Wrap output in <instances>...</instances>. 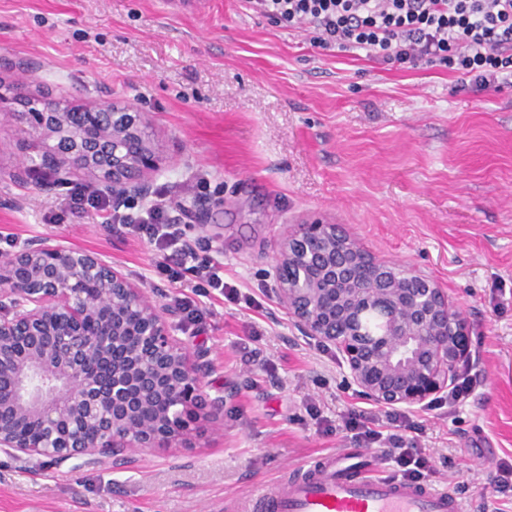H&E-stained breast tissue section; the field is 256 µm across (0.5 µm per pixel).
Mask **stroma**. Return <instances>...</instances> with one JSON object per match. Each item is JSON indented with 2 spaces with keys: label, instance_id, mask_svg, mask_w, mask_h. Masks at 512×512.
Segmentation results:
<instances>
[{
  "label": "stroma",
  "instance_id": "35a3bbf8",
  "mask_svg": "<svg viewBox=\"0 0 512 512\" xmlns=\"http://www.w3.org/2000/svg\"><path fill=\"white\" fill-rule=\"evenodd\" d=\"M0 84V253L53 237L111 263L167 306L207 369L205 393L224 401L222 426L201 425L193 447L124 465L25 463L0 448V512H240L253 488L317 456L364 451L343 417L379 405L271 291L278 241L314 221L447 289L468 324L472 388L410 410L406 438L467 512H512L493 484L512 460L511 85L477 94L458 72L325 51L245 0H0ZM30 97L143 113L163 159L153 186L183 199L187 235L209 240L251 302L198 295L187 323L154 245L71 214L68 188L45 193L36 136L13 118Z\"/></svg>",
  "mask_w": 512,
  "mask_h": 512
}]
</instances>
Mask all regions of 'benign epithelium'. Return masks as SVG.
Listing matches in <instances>:
<instances>
[{
	"instance_id": "benign-epithelium-1",
	"label": "benign epithelium",
	"mask_w": 512,
	"mask_h": 512,
	"mask_svg": "<svg viewBox=\"0 0 512 512\" xmlns=\"http://www.w3.org/2000/svg\"><path fill=\"white\" fill-rule=\"evenodd\" d=\"M56 189L92 173L120 197L146 199L162 158L145 117L110 105L26 102ZM272 292L302 336L333 345L367 400L426 407L469 355L465 319L428 276L378 259L334 224H295L277 245ZM375 312L382 331L367 335ZM174 336L158 302L102 258L54 238L0 257V447L52 464L120 461L130 449L188 448L223 403ZM42 432L34 443L24 425Z\"/></svg>"
}]
</instances>
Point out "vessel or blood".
Listing matches in <instances>:
<instances>
[{
	"mask_svg": "<svg viewBox=\"0 0 512 512\" xmlns=\"http://www.w3.org/2000/svg\"><path fill=\"white\" fill-rule=\"evenodd\" d=\"M246 512H466L454 491L383 473L375 458L363 456L355 469L339 467L335 455L282 483L255 489Z\"/></svg>",
	"mask_w": 512,
	"mask_h": 512,
	"instance_id": "1",
	"label": "vessel or blood"
}]
</instances>
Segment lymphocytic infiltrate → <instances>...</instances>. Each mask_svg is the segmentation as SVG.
<instances>
[{"label":"lymphocytic infiltrate","mask_w":512,"mask_h":512,"mask_svg":"<svg viewBox=\"0 0 512 512\" xmlns=\"http://www.w3.org/2000/svg\"><path fill=\"white\" fill-rule=\"evenodd\" d=\"M256 13L285 27L305 28L313 46L328 49L358 48L390 66L412 68L426 62L470 76L472 89L486 90L496 83L512 84V0H249ZM77 211H104L109 227L123 229L154 244V271L174 287L171 305L188 322L198 310L181 291L186 277H194L199 290L211 289L228 299L240 291L224 280V264L200 257L201 241L187 238L193 220L181 202L161 194L156 205L142 214H121L100 192L83 187L72 194ZM344 427L356 440L388 443L386 462L400 476L420 481L431 471L428 456L404 433L411 423L396 410L375 416L350 412ZM389 435H382V428Z\"/></svg>","instance_id":"f902f5d3"}]
</instances>
